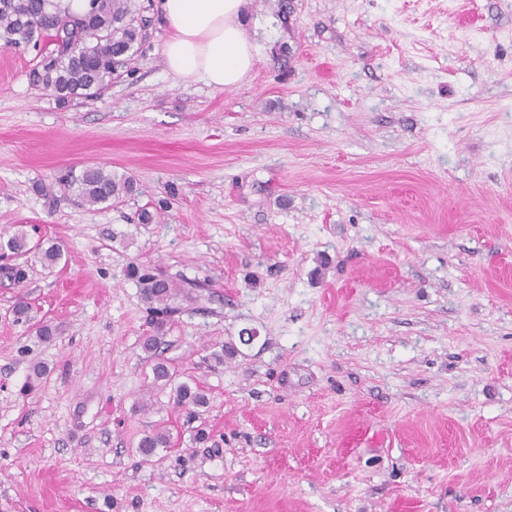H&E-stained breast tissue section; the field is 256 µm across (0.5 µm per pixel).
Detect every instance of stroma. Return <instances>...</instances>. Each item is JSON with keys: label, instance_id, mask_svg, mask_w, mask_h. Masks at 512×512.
Listing matches in <instances>:
<instances>
[{"label": "stroma", "instance_id": "35a3bbf8", "mask_svg": "<svg viewBox=\"0 0 512 512\" xmlns=\"http://www.w3.org/2000/svg\"><path fill=\"white\" fill-rule=\"evenodd\" d=\"M142 4L92 99L0 47V238L62 248L0 279V512H512V0H252L223 91ZM89 163L138 194L75 205ZM132 263L186 291L157 355L203 421L151 385ZM170 444V435L166 429H153L138 442L136 451L143 462L152 461L157 448H167Z\"/></svg>", "mask_w": 512, "mask_h": 512}]
</instances>
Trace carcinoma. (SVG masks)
Instances as JSON below:
<instances>
[{
  "label": "carcinoma",
  "instance_id": "carcinoma-1",
  "mask_svg": "<svg viewBox=\"0 0 512 512\" xmlns=\"http://www.w3.org/2000/svg\"><path fill=\"white\" fill-rule=\"evenodd\" d=\"M136 0H88V10L77 14L64 0H0V46L6 49H37L45 40L57 41V26L71 20L66 29L68 41L82 47L77 54H67L59 47L41 55L30 71V84L53 92L67 90L72 99L94 98L107 88L112 75L137 53L146 37L147 19ZM81 207L102 204L117 206L137 191L136 179L126 173L109 172L102 165H87L59 180ZM12 257L24 256L32 250L41 255L42 265L55 266L61 259L59 246L29 247L27 233L15 232L3 244ZM0 276L20 285L28 277V266L11 263L0 266ZM128 276L137 279L140 295L149 308L158 314L153 334L144 337L142 348L152 352L168 332L169 316L175 312L173 303L182 294L177 283L162 272L142 273L135 265ZM153 381L160 387L170 386L175 403L188 410L208 404L205 392L186 383L175 382V374L164 361L152 366ZM170 444V435L163 428L153 429L138 442L136 451L142 461L149 462L156 450Z\"/></svg>",
  "mask_w": 512,
  "mask_h": 512
}]
</instances>
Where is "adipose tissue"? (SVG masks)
<instances>
[{"instance_id":"obj_1","label":"adipose tissue","mask_w":512,"mask_h":512,"mask_svg":"<svg viewBox=\"0 0 512 512\" xmlns=\"http://www.w3.org/2000/svg\"><path fill=\"white\" fill-rule=\"evenodd\" d=\"M250 0H157L168 32L163 65L215 89L240 86L255 64L244 17Z\"/></svg>"}]
</instances>
